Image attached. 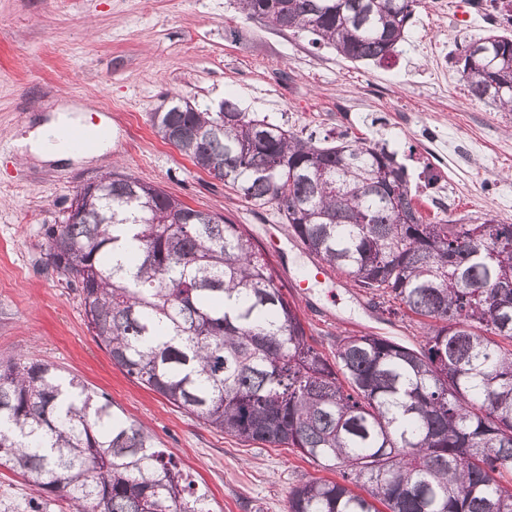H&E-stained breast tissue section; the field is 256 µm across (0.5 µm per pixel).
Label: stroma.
<instances>
[{
	"label": "stroma",
	"instance_id": "35a3bbf8",
	"mask_svg": "<svg viewBox=\"0 0 512 512\" xmlns=\"http://www.w3.org/2000/svg\"><path fill=\"white\" fill-rule=\"evenodd\" d=\"M512 32L501 0H424L382 62H353L241 15L234 0H0V361L55 365L104 391L209 491L216 512H286L293 487L321 477L293 448L243 443L140 386L89 331L78 291L53 269L45 231L75 192L107 171L131 175L192 208L243 225L272 260L313 336L375 332L419 344L415 318L386 320L339 276L308 278L313 260L275 206H255L157 135L151 115L174 95L224 101L290 130L386 143L409 177L440 188L421 212L458 224H512V112L474 100L455 66L462 47ZM112 128L100 156L43 157L23 145L59 106ZM0 512H69L0 467Z\"/></svg>",
	"mask_w": 512,
	"mask_h": 512
}]
</instances>
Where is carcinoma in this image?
<instances>
[{"instance_id": "obj_1", "label": "carcinoma", "mask_w": 512, "mask_h": 512, "mask_svg": "<svg viewBox=\"0 0 512 512\" xmlns=\"http://www.w3.org/2000/svg\"><path fill=\"white\" fill-rule=\"evenodd\" d=\"M354 62L389 58L422 0H237ZM470 96L512 111V35L466 44ZM161 138L255 206L419 346L376 333L319 347L272 260L240 224L110 171L79 221L46 230L112 363L243 442L295 448L339 479L293 488L286 512H512V224L426 221L378 142L321 145L231 101L158 109ZM0 466L72 512H214L206 493L104 393L52 364L0 362Z\"/></svg>"}]
</instances>
